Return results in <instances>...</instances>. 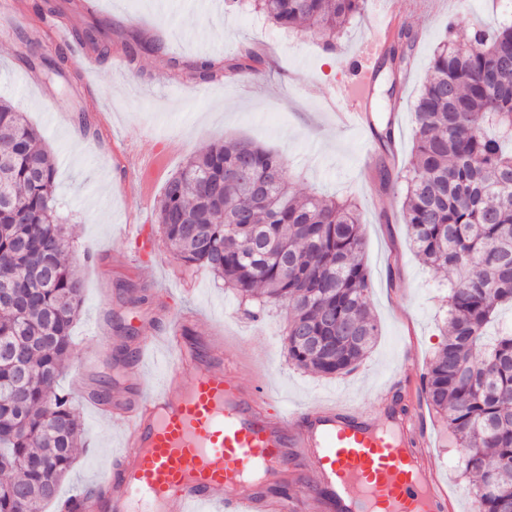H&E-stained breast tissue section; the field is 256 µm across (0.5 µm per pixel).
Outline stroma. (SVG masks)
I'll return each mask as SVG.
<instances>
[{"label": "stroma", "mask_w": 512, "mask_h": 512, "mask_svg": "<svg viewBox=\"0 0 512 512\" xmlns=\"http://www.w3.org/2000/svg\"><path fill=\"white\" fill-rule=\"evenodd\" d=\"M76 2L77 9L63 15L42 11L43 0L0 4V97L16 103L42 133L56 164L58 210L82 256L73 367L59 384L69 391L79 382L86 390L73 398L86 445L61 482L59 498L96 487L106 473L125 423L117 414L101 413L88 392L108 378L113 400L132 395L122 362L144 338L163 334V321L149 316L161 301L196 313L197 336L223 337L225 348L240 356L239 383L268 389L284 408L334 398L360 403L386 389L394 376L402 397L424 400L419 376L445 341L439 311L448 274L415 255L403 222L404 180L395 176L380 187L377 170H362L358 161L369 147L385 160L377 134L388 128L398 167L408 165L414 106L434 49L448 35L465 43L495 0H433L427 14L403 17L402 28L416 40L399 72L387 62L379 66L372 135L341 129L330 100L347 79L352 56L365 49L378 0H365L330 51L316 36L279 29L248 0ZM93 17L108 23L112 53L97 59L91 72L68 83L22 64L31 50L54 53L51 28L70 31ZM133 37L162 39L165 51L128 60L123 45ZM250 51L272 53L273 59L259 71L240 70L210 83L197 82L186 68L199 57L236 64ZM329 53L331 66L325 62ZM174 58L179 67L171 66ZM78 110L85 111L87 127L74 122ZM227 138L285 153L294 192L356 198L379 336L349 373L328 378L291 365L284 309L249 317L223 282L206 269H185L169 251L154 217L167 180L188 157ZM158 151L163 157L153 180L127 168V160ZM142 290L147 304L129 305V296ZM423 425L451 512H479L472 478L454 472L460 451L450 444L446 426L428 409Z\"/></svg>", "instance_id": "obj_1"}]
</instances>
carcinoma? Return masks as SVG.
Returning <instances> with one entry per match:
<instances>
[{"mask_svg":"<svg viewBox=\"0 0 512 512\" xmlns=\"http://www.w3.org/2000/svg\"><path fill=\"white\" fill-rule=\"evenodd\" d=\"M363 0H253L282 29L339 38ZM106 57L103 24L75 32ZM414 43L403 30L390 53L404 63ZM472 50L448 39L433 52L415 106L414 158L404 222L422 262L451 273L447 331L424 379L429 408L461 449L464 475L477 477L480 512H512V330L491 345L486 327L512 307V21L476 28ZM162 42L129 43L135 60ZM60 49L23 59L64 79ZM192 69L201 83L224 66ZM285 154L233 139L190 157L166 183L155 223L188 268L203 267L258 318L287 310L288 359L322 376L351 371L368 353L378 324L368 305L357 206L316 194L297 197ZM55 164L18 106L0 99V287L21 296L0 307V343L24 348L0 359V512H44L70 473L85 429L58 386L73 351L84 282L56 205Z\"/></svg>","mask_w":512,"mask_h":512,"instance_id":"carcinoma-1","label":"carcinoma"}]
</instances>
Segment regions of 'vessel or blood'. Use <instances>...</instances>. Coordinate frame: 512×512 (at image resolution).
<instances>
[{
    "label": "vessel or blood",
    "mask_w": 512,
    "mask_h": 512,
    "mask_svg": "<svg viewBox=\"0 0 512 512\" xmlns=\"http://www.w3.org/2000/svg\"><path fill=\"white\" fill-rule=\"evenodd\" d=\"M399 26L383 15L370 53L352 59L336 90L342 127L371 130L376 65ZM192 326L190 314L172 319L163 382L118 403L121 448L101 494L74 493L71 512H449L416 405L399 412L381 397L371 410L328 402L282 413Z\"/></svg>",
    "instance_id": "b4317fda"
}]
</instances>
